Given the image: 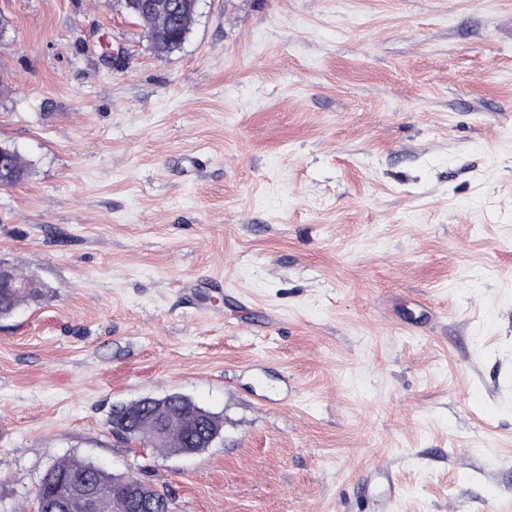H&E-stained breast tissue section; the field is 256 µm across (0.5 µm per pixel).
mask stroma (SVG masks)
<instances>
[{
  "mask_svg": "<svg viewBox=\"0 0 512 512\" xmlns=\"http://www.w3.org/2000/svg\"><path fill=\"white\" fill-rule=\"evenodd\" d=\"M0 512L90 459L174 512H512V0H0ZM124 56L107 69L101 45ZM179 393L200 454L112 435ZM170 10L172 8L165 7L163 10L147 11L136 17L148 36L154 37L155 44L151 51L156 56H168L178 51L196 20L189 13L187 16H180L176 12L171 13ZM11 267V266H10ZM12 279L17 283H23L22 288H0V318L10 317L23 304H38L43 296L44 285L31 275H24L14 267Z\"/></svg>",
  "mask_w": 512,
  "mask_h": 512,
  "instance_id": "35a3bbf8",
  "label": "stroma"
}]
</instances>
